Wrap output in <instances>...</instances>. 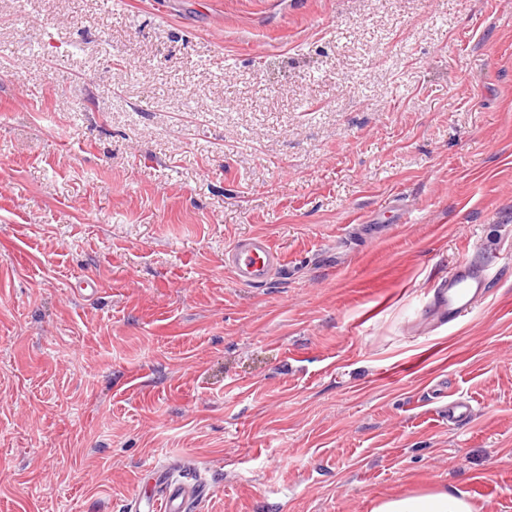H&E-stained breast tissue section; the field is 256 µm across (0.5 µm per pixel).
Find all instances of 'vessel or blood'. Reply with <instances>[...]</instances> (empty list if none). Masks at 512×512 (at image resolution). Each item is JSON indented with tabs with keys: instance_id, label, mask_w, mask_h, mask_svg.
<instances>
[{
	"instance_id": "vessel-or-blood-1",
	"label": "vessel or blood",
	"mask_w": 512,
	"mask_h": 512,
	"mask_svg": "<svg viewBox=\"0 0 512 512\" xmlns=\"http://www.w3.org/2000/svg\"><path fill=\"white\" fill-rule=\"evenodd\" d=\"M285 265V256L269 237L256 234L234 242L224 251V267L236 283L259 287L270 282ZM487 278L467 264L449 273L440 289L442 307L449 322L464 320L484 300ZM472 417L470 402L459 396L448 398V423L455 426ZM206 495V482L192 466L176 464L174 472L161 469L156 473L148 500L135 497L125 506V512H141L149 506L151 512H197Z\"/></svg>"
}]
</instances>
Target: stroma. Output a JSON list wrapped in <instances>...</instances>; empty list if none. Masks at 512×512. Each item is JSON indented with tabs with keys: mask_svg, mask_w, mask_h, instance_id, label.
Segmentation results:
<instances>
[{
	"mask_svg": "<svg viewBox=\"0 0 512 512\" xmlns=\"http://www.w3.org/2000/svg\"><path fill=\"white\" fill-rule=\"evenodd\" d=\"M173 460L199 512H512V0H0V512ZM285 261L282 251L261 234L238 240L224 250V268L236 283L246 287L267 284ZM487 280L467 263L448 274L440 289V301L448 311L449 323L460 322L479 308L487 293ZM441 392V397H448V425L455 426L464 422H468L472 417V405L470 401L448 393L442 389H435ZM371 512H474V508L464 496L448 489L376 500Z\"/></svg>",
	"mask_w": 512,
	"mask_h": 512,
	"instance_id": "35a3bbf8",
	"label": "stroma"
}]
</instances>
